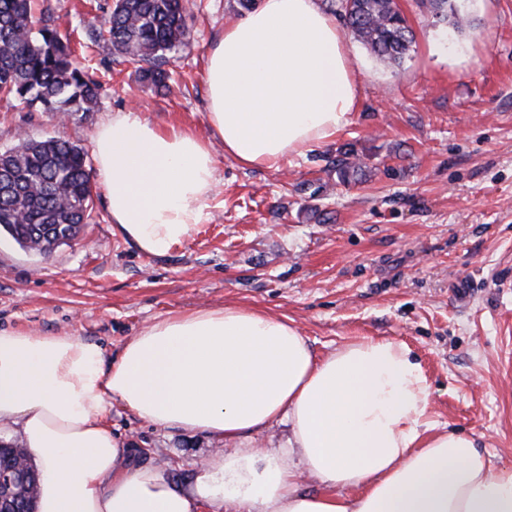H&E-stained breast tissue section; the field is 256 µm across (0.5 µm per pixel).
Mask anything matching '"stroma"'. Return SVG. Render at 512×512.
Returning <instances> with one entry per match:
<instances>
[{"instance_id":"stroma-1","label":"stroma","mask_w":512,"mask_h":512,"mask_svg":"<svg viewBox=\"0 0 512 512\" xmlns=\"http://www.w3.org/2000/svg\"><path fill=\"white\" fill-rule=\"evenodd\" d=\"M60 33L98 65L96 112L61 119L0 100V148L19 133L92 148L96 128L128 110L165 129L211 134L203 68L238 14L194 0L189 43L159 90L113 63L83 27L99 0H45ZM415 35L401 66L347 38L360 105L335 141L280 170L245 169L214 142L207 216L161 256L116 233L104 196L80 239L43 256L0 233V328L78 336L117 360L147 324L173 312L240 304L288 315L323 356L371 337L406 343L431 386V415L512 466V0H459L464 30L398 0ZM354 149L355 184L334 165ZM132 465L191 482L223 440L164 428L113 404Z\"/></svg>"}]
</instances>
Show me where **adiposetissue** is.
<instances>
[{"label":"adipose tissue","mask_w":512,"mask_h":512,"mask_svg":"<svg viewBox=\"0 0 512 512\" xmlns=\"http://www.w3.org/2000/svg\"><path fill=\"white\" fill-rule=\"evenodd\" d=\"M209 122L242 168L333 141L359 106L345 40L317 0H261L225 25L204 72ZM212 139L113 114L93 138L116 231L147 254L190 238L213 197ZM77 336L0 329V429L41 470L38 512H512V468L431 421L404 343L363 338L315 356L288 317L227 304L154 320L114 364ZM230 444L190 486L131 467L113 403ZM287 422L288 448L250 438ZM317 479L302 489L301 475Z\"/></svg>","instance_id":"ef3b65f1"}]
</instances>
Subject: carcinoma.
<instances>
[{"label":"carcinoma","instance_id":"1","mask_svg":"<svg viewBox=\"0 0 512 512\" xmlns=\"http://www.w3.org/2000/svg\"><path fill=\"white\" fill-rule=\"evenodd\" d=\"M192 0H112L100 7L101 23L86 25L92 43L133 65L140 78L167 87L169 55L186 46L185 17ZM327 10L382 61L400 63L414 35L395 0H325ZM430 12L456 29L462 18L451 0H421ZM100 82L74 54L55 25L50 8L37 12L34 0H0V99L69 117L95 111ZM336 163L339 183L350 184L362 165L343 152ZM87 152L65 139L21 138L0 150V229L23 249L40 252L50 237L67 244L93 219L96 192Z\"/></svg>","mask_w":512,"mask_h":512}]
</instances>
